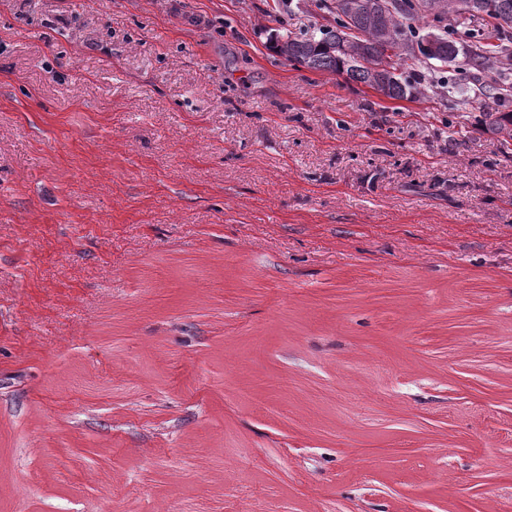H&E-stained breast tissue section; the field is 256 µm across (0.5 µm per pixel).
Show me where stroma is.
<instances>
[{
	"label": "stroma",
	"instance_id": "35a3bbf8",
	"mask_svg": "<svg viewBox=\"0 0 512 512\" xmlns=\"http://www.w3.org/2000/svg\"><path fill=\"white\" fill-rule=\"evenodd\" d=\"M332 4L0 0V512H512V148Z\"/></svg>",
	"mask_w": 512,
	"mask_h": 512
}]
</instances>
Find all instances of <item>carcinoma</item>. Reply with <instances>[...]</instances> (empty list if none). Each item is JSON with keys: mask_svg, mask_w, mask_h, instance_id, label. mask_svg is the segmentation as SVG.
<instances>
[{"mask_svg": "<svg viewBox=\"0 0 512 512\" xmlns=\"http://www.w3.org/2000/svg\"><path fill=\"white\" fill-rule=\"evenodd\" d=\"M357 13L333 6L336 26L319 34L287 35L280 53L311 70L347 75L348 79L381 92L390 99L428 97V89L417 87L403 76L407 61L414 57L433 68L454 66L447 79L448 108L458 110L478 100L484 107L487 129L504 134L512 128V112L499 105L512 96V66L503 59L508 48L484 44L470 32H459L465 14L482 13L494 32L512 28V0H466L467 12L436 10L432 0H381ZM454 20L456 26L446 25Z\"/></svg>", "mask_w": 512, "mask_h": 512, "instance_id": "cac0c4a2", "label": "carcinoma"}]
</instances>
